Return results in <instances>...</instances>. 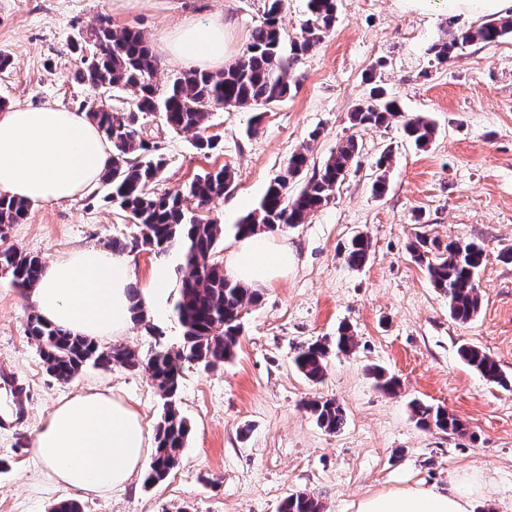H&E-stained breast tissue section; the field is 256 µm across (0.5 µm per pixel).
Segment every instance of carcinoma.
<instances>
[{"instance_id":"obj_1","label":"carcinoma","mask_w":512,"mask_h":512,"mask_svg":"<svg viewBox=\"0 0 512 512\" xmlns=\"http://www.w3.org/2000/svg\"><path fill=\"white\" fill-rule=\"evenodd\" d=\"M282 2L265 0L264 20L252 30L243 55L219 71L175 73L161 88L155 81L158 60L143 33L127 28L115 30L107 18L101 19L93 30L90 57H80L77 65L76 78L90 88L104 85L132 95L127 108L114 110L92 100L82 109L111 147L101 181L110 186L112 201L142 229L130 241H113L112 250L179 255V295L174 313L183 330L182 340L173 350H158L143 357L124 344H102L94 338L75 336L37 313L30 316L27 332L35 341L47 372L58 380L68 381L83 369L97 365L105 370L119 365L151 372L163 404L154 429L152 462L144 479L148 487L164 481L179 465L190 433L177 401L182 364L211 371L231 360L243 332V311L257 303L260 295L224 275V266L214 260L217 246L224 239V225L198 214L232 192L234 173L223 166L197 175L174 191L156 194L152 186L160 177L164 160L160 155L149 154V145L139 136V120L150 112H161L168 126L177 132L194 133V147L208 153L217 147L212 137L203 135L211 109H255L288 98L289 70L333 30L336 0H308L307 18L292 35L279 26ZM509 34L511 16L477 28H459L429 51L437 62L446 63L457 48L475 41L494 43ZM400 116L395 100L380 92L350 113L353 125L376 128L387 126ZM404 130L421 149L435 136L433 123L420 115L405 121ZM318 137V132H311L308 142L292 152L286 174L275 179L258 207L236 224V235L295 227L328 205L359 148L350 138L322 164L313 166L311 143ZM30 208L31 202L0 193V228L24 222ZM370 248L368 237L354 236L345 249L346 262L357 268L364 266ZM409 251L414 261L425 267L432 285L448 296L450 317L460 323L472 320L481 307L477 276L486 260L483 247L474 241L444 243L422 234L410 244ZM1 264L10 269L12 283L24 292L36 287L43 269L38 257L13 244L0 247ZM355 347L353 334L341 328L331 341L297 346L294 364L305 378L319 382L332 350L348 353ZM459 354L486 381L512 387V380L500 364L481 348L464 344ZM370 375L383 392L398 394L397 377L382 368L370 369ZM306 407L317 425L329 433L340 431L346 424L345 411L334 398L319 397L307 402ZM410 408L422 429L464 434V425L443 407L414 399ZM280 512H323V505L314 496L297 492L283 500Z\"/></svg>"}]
</instances>
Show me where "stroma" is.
<instances>
[{"label": "stroma", "mask_w": 512, "mask_h": 512, "mask_svg": "<svg viewBox=\"0 0 512 512\" xmlns=\"http://www.w3.org/2000/svg\"><path fill=\"white\" fill-rule=\"evenodd\" d=\"M263 0H140L113 11L109 0H0V48L13 71L0 79L10 106L51 105L77 111L95 91L73 77V41L100 18L113 28L152 38L192 20L223 15L226 45L239 58L263 19ZM481 18L440 11L402 10L398 0H337L333 32L293 67L290 97L270 106L255 134L246 109H213L206 130L217 151L203 155L192 134L172 130L161 114L142 119L140 136L165 161L154 190L164 193L221 166L234 190L207 211L224 227L221 259L235 247L234 226L252 211L282 174L290 154L313 142L311 161L323 162L339 143L357 139L361 152L334 198L304 224L273 232L296 262L288 276L260 288L244 310V331L234 358L212 371L184 365L178 404L191 431L177 468L153 489L134 478L120 493L84 494L48 480L33 451L37 429L61 401L94 389L134 407L153 430L160 398L148 371L89 368L68 382L46 370L27 322L37 306L10 279L0 278V406L23 401L25 415L0 425V512H50L62 499L83 512H279L295 492L314 495L323 512H355L364 495L418 482L472 490L475 512H512V389L487 382L459 356L479 346L512 376V36L472 43L436 64L429 47L447 40L451 26L478 27ZM396 98L405 116L424 115L436 126L423 149L405 140L401 122L355 127L348 114L371 85ZM390 153L384 195L372 192L377 161ZM92 194L33 204L11 225L10 243L48 263L80 247L107 248L138 232L126 212ZM371 242L368 262L347 264L343 246L356 233ZM426 233L449 241L482 242V307L467 323L448 314V299L433 288L408 245ZM135 288L164 270L168 295L145 322H132L122 344L147 354L176 348L182 327L176 254L129 256ZM349 324L357 346L331 352L322 383L293 364L297 344L335 336ZM397 375L398 394L379 391L369 371ZM27 394L18 398L16 382ZM320 396L346 412L337 433L321 429L306 409ZM419 399L455 414L466 436L419 428L409 402Z\"/></svg>", "instance_id": "obj_1"}]
</instances>
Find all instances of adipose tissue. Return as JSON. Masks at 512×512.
Masks as SVG:
<instances>
[{"label": "adipose tissue", "mask_w": 512, "mask_h": 512, "mask_svg": "<svg viewBox=\"0 0 512 512\" xmlns=\"http://www.w3.org/2000/svg\"><path fill=\"white\" fill-rule=\"evenodd\" d=\"M407 9L481 16L512 11V0H401ZM223 16L190 22L159 36L174 60L220 70L227 55ZM109 160L108 147L85 113L50 105L0 110V193L32 202H59L91 193ZM295 262L287 245L255 234L239 238L224 267L251 286L283 278ZM126 255L94 247L73 250L44 266L33 298L43 319L80 336L118 337L132 306L159 307L162 272L131 292ZM34 453L57 483L87 493L124 490L148 448L139 413L113 394L95 391L60 402L38 428ZM356 512H474V497L457 487L421 483L363 497Z\"/></svg>", "instance_id": "adipose-tissue-1"}]
</instances>
